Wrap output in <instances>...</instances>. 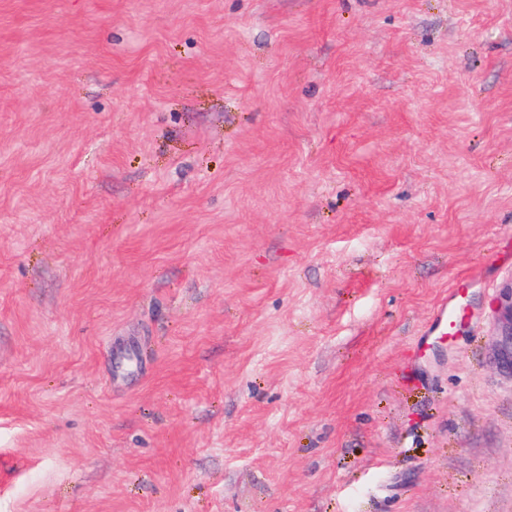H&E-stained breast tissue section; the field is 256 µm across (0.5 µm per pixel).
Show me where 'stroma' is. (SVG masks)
I'll list each match as a JSON object with an SVG mask.
<instances>
[{
    "label": "stroma",
    "instance_id": "1",
    "mask_svg": "<svg viewBox=\"0 0 512 512\" xmlns=\"http://www.w3.org/2000/svg\"><path fill=\"white\" fill-rule=\"evenodd\" d=\"M511 279L512 0H0V512H512ZM492 355L501 371L512 379V279L501 289L492 314Z\"/></svg>",
    "mask_w": 512,
    "mask_h": 512
}]
</instances>
